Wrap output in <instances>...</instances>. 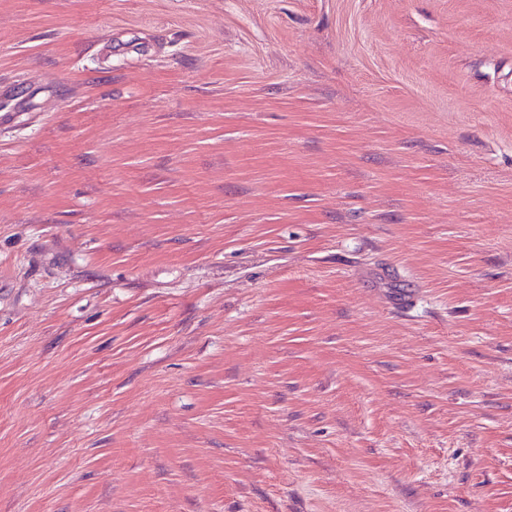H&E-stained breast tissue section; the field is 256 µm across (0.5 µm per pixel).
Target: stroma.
<instances>
[{
	"label": "stroma",
	"mask_w": 512,
	"mask_h": 512,
	"mask_svg": "<svg viewBox=\"0 0 512 512\" xmlns=\"http://www.w3.org/2000/svg\"><path fill=\"white\" fill-rule=\"evenodd\" d=\"M0 512H512V0H0Z\"/></svg>",
	"instance_id": "obj_1"
}]
</instances>
